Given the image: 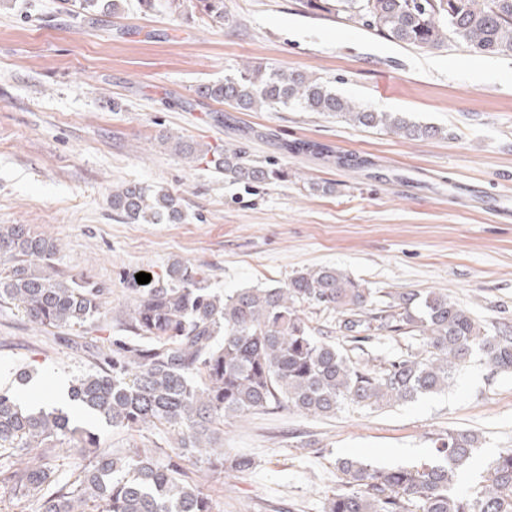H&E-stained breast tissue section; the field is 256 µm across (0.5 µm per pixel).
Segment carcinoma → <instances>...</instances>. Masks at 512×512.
<instances>
[{"label":"carcinoma","mask_w":512,"mask_h":512,"mask_svg":"<svg viewBox=\"0 0 512 512\" xmlns=\"http://www.w3.org/2000/svg\"><path fill=\"white\" fill-rule=\"evenodd\" d=\"M64 11L93 28L120 9V0H63ZM312 11L357 19L384 37L421 50L456 40L486 55L512 54V0H306ZM214 23L224 22V0H200ZM203 99L239 111L279 112L293 107L379 126L409 140L436 138L442 129L375 112L337 94L306 70L246 68L197 90ZM161 143L188 163L207 161L231 181H288V170L260 164L239 148L202 150L182 137ZM295 154L335 166L367 161L313 141L283 145ZM112 211L131 223L182 220L179 199L128 183L112 191ZM56 241L25 224H0V308L22 309L45 329L83 328L101 314L104 289L43 268ZM204 273L170 263L157 286L139 296L112 337L68 338L88 356L70 385L64 407H28L16 392L0 390V503L7 512H214L199 473L219 480L254 467L251 457L219 443L224 421L271 406L331 418L344 406L371 411L448 388L455 370L479 350L492 370H512V330L488 331L444 294L399 292L382 308L372 290L340 269L324 265L298 272L279 287L241 288L218 295ZM338 315L342 337L363 350L373 332H417L422 347L378 365L357 357L329 336H315L301 307ZM89 418L126 432L172 430L162 447L114 448ZM76 445L81 464H57V445ZM479 448L470 430L437 439L440 460L379 470L341 458V487L324 512H512V448L487 467L470 493H456L458 471Z\"/></svg>","instance_id":"carcinoma-1"}]
</instances>
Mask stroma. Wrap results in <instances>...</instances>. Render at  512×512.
<instances>
[{
    "mask_svg": "<svg viewBox=\"0 0 512 512\" xmlns=\"http://www.w3.org/2000/svg\"><path fill=\"white\" fill-rule=\"evenodd\" d=\"M94 29L60 0H16L0 12V224L54 238L56 272L97 282L102 314L89 335H113L169 263L203 271L216 293L283 284L333 265L373 290L439 292L487 328L512 327V54L456 41L423 51L362 24L312 12L305 0H224L215 23L196 0H138ZM313 72L378 112L443 128L407 140L316 112H239L199 98V85L247 66ZM168 132L209 147L237 145L288 167V181L248 188L161 145ZM303 139L366 157L341 169L294 156ZM329 182L333 191H320ZM138 183L181 200L179 224H130L116 188ZM85 368L54 330L0 310V382L27 403H54ZM451 429L481 445L458 476L473 489L512 448V373L474 353L449 388L379 411L332 418L258 410L225 421V447L252 470L208 484L215 512H324L336 462L393 469L436 461Z\"/></svg>",
    "mask_w": 512,
    "mask_h": 512,
    "instance_id": "obj_1",
    "label": "stroma"
}]
</instances>
